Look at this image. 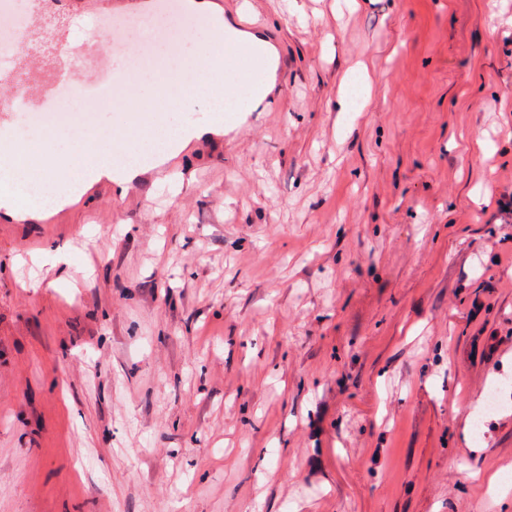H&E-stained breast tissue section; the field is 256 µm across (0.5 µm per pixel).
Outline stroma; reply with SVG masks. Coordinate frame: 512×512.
<instances>
[{
    "mask_svg": "<svg viewBox=\"0 0 512 512\" xmlns=\"http://www.w3.org/2000/svg\"><path fill=\"white\" fill-rule=\"evenodd\" d=\"M247 12L275 115L0 223V512H512V0Z\"/></svg>",
    "mask_w": 512,
    "mask_h": 512,
    "instance_id": "1",
    "label": "stroma"
}]
</instances>
